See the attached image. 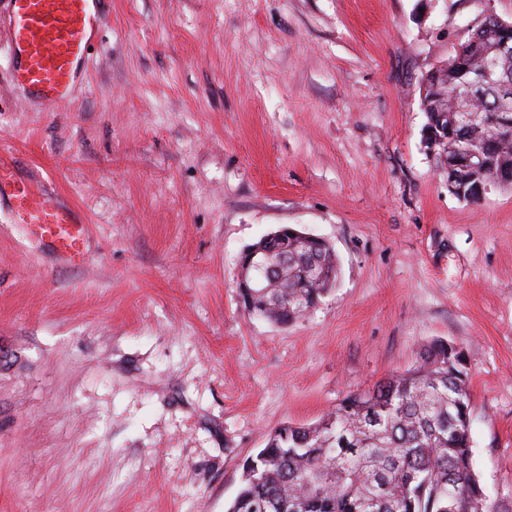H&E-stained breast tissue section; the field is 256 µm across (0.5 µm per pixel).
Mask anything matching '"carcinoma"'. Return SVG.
<instances>
[{"label":"carcinoma","instance_id":"carcinoma-1","mask_svg":"<svg viewBox=\"0 0 512 512\" xmlns=\"http://www.w3.org/2000/svg\"><path fill=\"white\" fill-rule=\"evenodd\" d=\"M497 14L483 8L468 38L451 57L459 64L426 98L448 102L426 113L424 130L441 134L461 116L448 157L469 147L512 186V111L497 92L468 99V86L486 64L512 75V55L498 57ZM478 113V119L466 117ZM488 172L458 169L468 190ZM262 283L243 295L248 312L287 325L314 309L338 275L334 249L284 225L257 241ZM226 512H489L488 496L473 465L469 368L461 352L435 340L421 347L416 364L373 388L350 392L318 422L273 430L265 447L241 464L238 490Z\"/></svg>","mask_w":512,"mask_h":512}]
</instances>
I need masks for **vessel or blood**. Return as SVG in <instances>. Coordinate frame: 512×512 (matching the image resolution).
<instances>
[{"mask_svg":"<svg viewBox=\"0 0 512 512\" xmlns=\"http://www.w3.org/2000/svg\"><path fill=\"white\" fill-rule=\"evenodd\" d=\"M96 0H7L15 82L50 112L67 101L78 68L95 46L101 17ZM8 197L19 223L34 225L42 240L74 265L85 264V215L47 198L31 181L0 163V198Z\"/></svg>","mask_w":512,"mask_h":512,"instance_id":"vessel-or-blood-1","label":"vessel or blood"}]
</instances>
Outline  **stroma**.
<instances>
[{"mask_svg":"<svg viewBox=\"0 0 512 512\" xmlns=\"http://www.w3.org/2000/svg\"><path fill=\"white\" fill-rule=\"evenodd\" d=\"M69 103L14 85L0 162L80 208L63 262L0 202V512H225L271 431L463 350L474 469L512 512V188L448 192L419 91L476 0H104ZM288 224L339 261L283 327L238 259Z\"/></svg>","mask_w":512,"mask_h":512,"instance_id":"1","label":"stroma"}]
</instances>
